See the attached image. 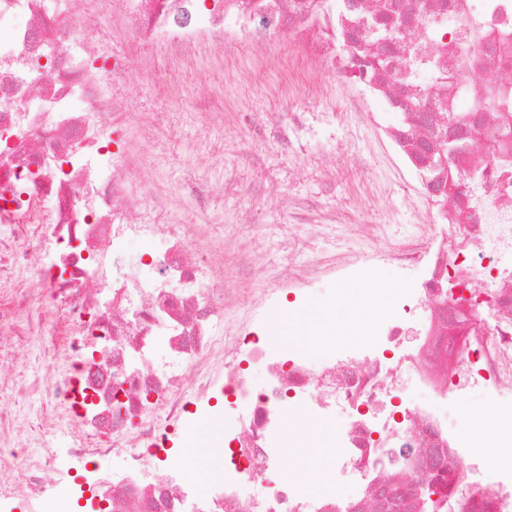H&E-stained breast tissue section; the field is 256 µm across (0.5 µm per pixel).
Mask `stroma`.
Returning <instances> with one entry per match:
<instances>
[{"instance_id": "stroma-1", "label": "stroma", "mask_w": 512, "mask_h": 512, "mask_svg": "<svg viewBox=\"0 0 512 512\" xmlns=\"http://www.w3.org/2000/svg\"><path fill=\"white\" fill-rule=\"evenodd\" d=\"M239 72L222 76L216 63L201 61L179 78L180 98H171L165 83L142 73H134L126 87L143 105L132 117L133 143L155 197L188 224L207 223L206 208L182 193L188 179L224 185L220 202L226 224L236 227V236L215 257L217 269L235 274L239 288H259V278L238 274L249 254H257L269 265L285 263L286 255L262 244L254 224L264 225L284 235L295 222L298 208L313 200L325 210L341 213L344 221L382 224L391 237L407 234L412 225L423 223L428 208L420 194L421 177L403 165L382 135L393 124V114L365 93L351 95L343 88L321 93L308 80H300L299 94L291 110L299 114L308 131L300 147L280 146L272 138L255 134L251 126L270 112L281 111L280 99L270 87L278 77L276 68L265 59L239 53ZM208 84L210 111L217 119L201 126L197 90ZM374 113V120L362 122L352 116L355 106ZM287 181L289 196L282 202L255 204L264 173ZM325 260L341 250H365L373 256L381 282L394 285L407 280V273L375 258L370 241L353 236L320 237L316 244ZM55 345L32 336L20 346L22 365L0 381V406L12 411L22 432H39L46 410L55 408L52 398L24 400L13 383L26 377L28 369L46 370Z\"/></svg>"}]
</instances>
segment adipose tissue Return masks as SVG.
Listing matches in <instances>:
<instances>
[{
  "label": "adipose tissue",
  "instance_id": "ef3b65f1",
  "mask_svg": "<svg viewBox=\"0 0 512 512\" xmlns=\"http://www.w3.org/2000/svg\"><path fill=\"white\" fill-rule=\"evenodd\" d=\"M363 309V298L358 287L338 288L335 299L317 301L297 310L282 306L273 314L274 322H292L294 329L288 338L290 344L315 351L320 337L329 336L337 342L353 339L355 324ZM212 426L193 429L184 439L181 452L192 463V475L199 487H206L220 457V449L211 447ZM290 460L300 471L309 473L325 469L335 452L334 429L330 425H314L306 430L296 429L294 423L285 427Z\"/></svg>",
  "mask_w": 512,
  "mask_h": 512
}]
</instances>
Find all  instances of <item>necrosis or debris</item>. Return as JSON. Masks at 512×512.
Instances as JSON below:
<instances>
[{"mask_svg": "<svg viewBox=\"0 0 512 512\" xmlns=\"http://www.w3.org/2000/svg\"><path fill=\"white\" fill-rule=\"evenodd\" d=\"M381 18L389 64L372 70L337 46ZM316 85L365 88L396 122L403 163L459 144L434 169L431 224L383 243L384 260L416 271L374 288L364 253L311 259L281 237L289 263L271 284L305 297L328 276L359 283L369 316L365 358L328 360L237 321L244 293L193 249L194 225L151 206L130 140L135 105L122 87L143 51L163 63L171 96L182 70L235 52L270 58L274 36ZM512 0H0V359L61 314L67 340L53 375L29 374L25 399L52 396L66 460L17 455L21 482L0 481V512H49L88 499L90 512H512V469L490 453L512 424ZM463 178L465 194L448 193ZM144 241L148 252L128 256ZM196 380L193 400L183 389ZM489 402L482 446L452 428L458 402ZM216 420L207 491L170 436ZM336 426V472L288 466L282 426ZM123 462L121 472L109 463ZM357 481L344 495L336 479Z\"/></svg>", "mask_w": 512, "mask_h": 512, "instance_id": "obj_1", "label": "necrosis or debris"}]
</instances>
